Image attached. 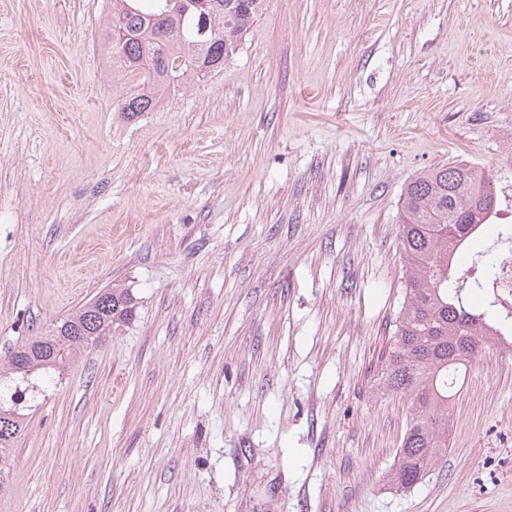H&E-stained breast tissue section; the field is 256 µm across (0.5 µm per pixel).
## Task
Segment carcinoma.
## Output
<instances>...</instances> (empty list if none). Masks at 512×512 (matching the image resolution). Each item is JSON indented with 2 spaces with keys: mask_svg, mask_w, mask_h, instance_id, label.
<instances>
[{
  "mask_svg": "<svg viewBox=\"0 0 512 512\" xmlns=\"http://www.w3.org/2000/svg\"><path fill=\"white\" fill-rule=\"evenodd\" d=\"M112 0L105 37L112 57L131 76L146 75L143 88L125 99L120 112L132 119L153 111L169 91L224 66L254 23L263 0ZM215 33H201L202 16ZM492 177L462 163L422 172L404 192L401 207L403 302L381 383L390 396L408 401L397 462L386 473L395 488L408 491L430 475L448 453L453 410L464 383L448 386V374L464 376L491 343L492 324L512 333V315L495 302H470L482 283L457 266L470 252L490 277L498 263L491 249L471 250L500 207ZM133 298L125 288H107L45 336L15 348L0 368V492L9 483L15 442L29 397L61 373L82 351L99 344L112 329L130 322Z\"/></svg>",
  "mask_w": 512,
  "mask_h": 512,
  "instance_id": "cac0c4a2",
  "label": "carcinoma"
}]
</instances>
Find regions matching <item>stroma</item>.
<instances>
[{
  "label": "stroma",
  "instance_id": "1",
  "mask_svg": "<svg viewBox=\"0 0 512 512\" xmlns=\"http://www.w3.org/2000/svg\"><path fill=\"white\" fill-rule=\"evenodd\" d=\"M110 0H0V362L106 288L135 312L38 398L0 512H512V352L390 486L380 386L407 184L512 169V0H264L126 119Z\"/></svg>",
  "mask_w": 512,
  "mask_h": 512
}]
</instances>
